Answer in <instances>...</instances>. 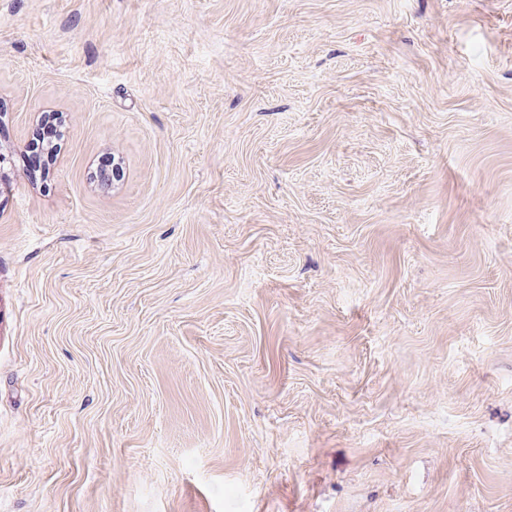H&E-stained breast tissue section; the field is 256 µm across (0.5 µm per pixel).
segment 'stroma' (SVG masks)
Instances as JSON below:
<instances>
[{"mask_svg":"<svg viewBox=\"0 0 512 512\" xmlns=\"http://www.w3.org/2000/svg\"><path fill=\"white\" fill-rule=\"evenodd\" d=\"M0 154V512H512V0H0Z\"/></svg>","mask_w":512,"mask_h":512,"instance_id":"obj_1","label":"stroma"}]
</instances>
